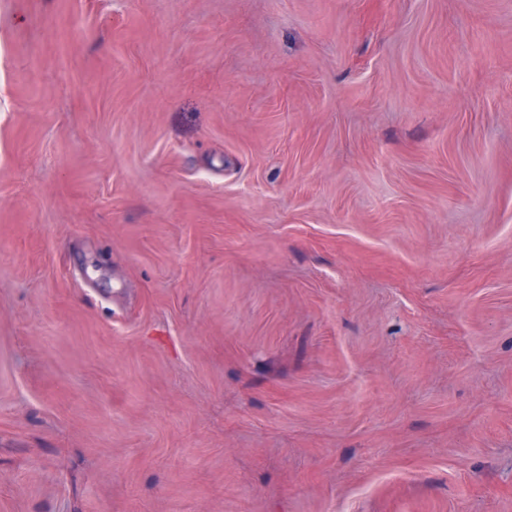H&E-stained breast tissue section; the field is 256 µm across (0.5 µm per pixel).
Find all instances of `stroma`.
<instances>
[{
  "mask_svg": "<svg viewBox=\"0 0 512 512\" xmlns=\"http://www.w3.org/2000/svg\"><path fill=\"white\" fill-rule=\"evenodd\" d=\"M0 512H512V0H0Z\"/></svg>",
  "mask_w": 512,
  "mask_h": 512,
  "instance_id": "obj_1",
  "label": "stroma"
}]
</instances>
